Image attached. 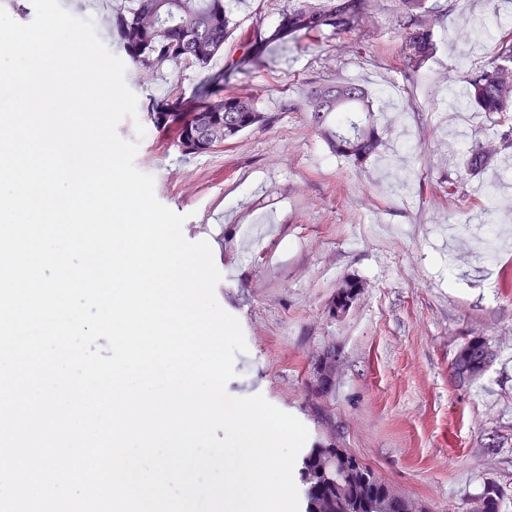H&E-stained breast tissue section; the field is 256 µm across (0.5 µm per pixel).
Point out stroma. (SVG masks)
Listing matches in <instances>:
<instances>
[{"instance_id": "1", "label": "stroma", "mask_w": 512, "mask_h": 512, "mask_svg": "<svg viewBox=\"0 0 512 512\" xmlns=\"http://www.w3.org/2000/svg\"><path fill=\"white\" fill-rule=\"evenodd\" d=\"M60 3L92 19L120 54L113 0ZM286 4L233 0L238 35L208 71L126 66L137 116L118 133L131 140L144 127L135 165L153 177L158 200L185 215V238L209 242L217 301L245 336L227 392L263 395L307 427L309 442L333 438L432 512H467L488 481L512 512V288L503 285L512 274V168L497 161L472 176L463 152L448 151L455 136L487 147L512 127L453 97L491 59L499 29L512 30V0H428L440 38L413 77L403 72L399 0H367L354 29L327 27L242 62L240 35L274 28ZM209 71L226 72L225 92L252 95L271 121L186 154L148 110L195 105ZM339 80L369 89L384 141L361 169L332 153L309 119V90ZM490 225L503 229L492 253L474 250ZM350 278L365 289L344 319H330L327 304ZM468 336L484 337L494 359L463 383L452 361ZM330 345L341 372L315 400L310 361Z\"/></svg>"}]
</instances>
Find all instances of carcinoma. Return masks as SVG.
Wrapping results in <instances>:
<instances>
[{
  "label": "carcinoma",
  "instance_id": "obj_1",
  "mask_svg": "<svg viewBox=\"0 0 512 512\" xmlns=\"http://www.w3.org/2000/svg\"><path fill=\"white\" fill-rule=\"evenodd\" d=\"M400 3L401 56L404 71L411 77L433 57L438 31L428 16L427 0H400ZM365 4L366 0H288L273 29L243 39L244 55L257 59L270 44L318 33L324 27L352 29L365 13ZM116 20L121 48L139 68L168 65L174 69L204 70L224 51V43L234 30L226 0H128L127 5L117 8ZM505 61H512L511 30L495 39L494 60L467 79L459 94L460 102L474 105L482 112H512V69H505ZM223 82L224 73L209 75L201 94L202 105L184 112L177 111L175 105H153L150 112L153 124H158L160 113L173 116L177 121V145L183 147L185 142L205 136L214 118L224 122L226 142L270 123V117L259 111L251 96L220 94ZM307 106L312 124L329 149L355 167H363L383 149L373 101L363 86L344 81L316 87L308 94ZM496 155L493 148L474 147L467 158L469 172L482 173ZM356 285L362 287L364 283L347 279L336 289L327 305L330 317H335L341 295ZM493 357L484 337L469 336L457 349L453 369H463L476 379L486 371ZM340 452V448L331 449L317 442L302 455L297 474L300 483L309 485L305 512H312L311 502L320 495L337 500L338 512H348L344 491L336 486V480L330 481L322 474L324 470L336 468V455ZM355 461L357 466L344 479L361 487L370 507L368 512H375L376 506L382 503H392L396 490L360 458ZM503 497V489L488 481L471 503L469 512H500Z\"/></svg>",
  "mask_w": 512,
  "mask_h": 512
}]
</instances>
